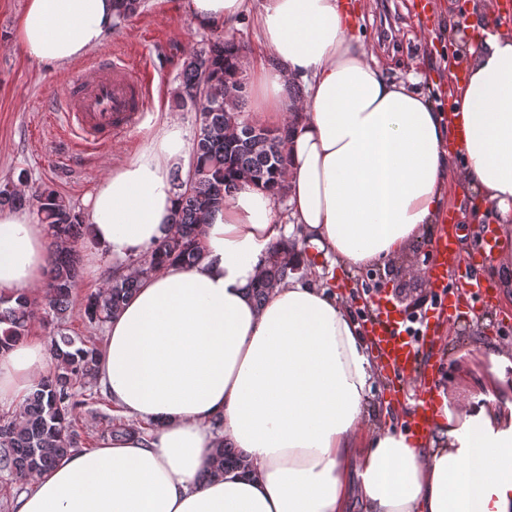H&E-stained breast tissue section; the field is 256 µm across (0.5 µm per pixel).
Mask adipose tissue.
Returning a JSON list of instances; mask_svg holds the SVG:
<instances>
[{"mask_svg":"<svg viewBox=\"0 0 512 512\" xmlns=\"http://www.w3.org/2000/svg\"><path fill=\"white\" fill-rule=\"evenodd\" d=\"M206 26L249 16L260 54L249 78L253 122L288 127L291 221L267 190L226 193L205 225L202 259L142 277L109 319L99 382L135 430L71 453L21 493L14 512H512V353L489 344L456 367L466 399L436 392L425 436L369 423L378 366L335 292L290 278L262 303L249 289L273 247L318 272L315 257L356 270L394 258L437 223L464 184L475 223L512 225V31L475 9L448 112L386 77L355 33L360 0H182ZM116 24L112 0H26L15 32L27 56L63 65ZM303 85L301 97L286 94ZM193 163L181 121L164 115L149 142L89 198L91 261L121 274L170 230L174 168ZM48 228L0 210V293L42 292ZM52 360L32 335L0 352V402L25 400ZM228 443L248 470L210 478Z\"/></svg>","mask_w":512,"mask_h":512,"instance_id":"ef3b65f1","label":"adipose tissue"}]
</instances>
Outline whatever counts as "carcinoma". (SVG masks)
Here are the masks:
<instances>
[{"instance_id": "cac0c4a2", "label": "carcinoma", "mask_w": 512, "mask_h": 512, "mask_svg": "<svg viewBox=\"0 0 512 512\" xmlns=\"http://www.w3.org/2000/svg\"><path fill=\"white\" fill-rule=\"evenodd\" d=\"M142 4L143 0H113L116 19L122 22L138 14ZM241 52L239 44L216 38L192 49L186 58L174 100L183 106L193 96H202L193 165L186 177L174 175L179 199L173 219L175 230L140 257L139 273L143 275L171 263L197 262L207 218L224 205V194L237 186L261 184L275 200L286 194L284 175L288 158L284 145L289 128L270 129L246 121L243 82L237 88L236 101L226 100L227 83L240 77ZM26 181L27 175L22 172L18 184L0 186V207L35 203L40 223L51 229V274L41 306L23 294H0V350L27 335L37 320L62 321L69 316L82 267V255L77 248L83 227L79 215L54 190L40 188L26 195L18 188ZM298 271L288 251L274 249L263 278L251 286L254 300L262 303L270 288L288 282ZM136 283L134 276L112 274L102 289L81 303L82 317L91 324L107 322L119 312ZM50 345L52 372L36 383L20 413L0 416V473H7L9 481L21 485L81 447V408L91 402L108 403L97 388L101 346L91 341L78 343L63 333L51 337ZM229 466L244 468L246 461L222 444L215 449V461L207 477L221 476Z\"/></svg>"}]
</instances>
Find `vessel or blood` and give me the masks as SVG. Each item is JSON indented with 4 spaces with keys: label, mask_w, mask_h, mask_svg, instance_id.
Returning <instances> with one entry per match:
<instances>
[{
    "label": "vessel or blood",
    "mask_w": 512,
    "mask_h": 512,
    "mask_svg": "<svg viewBox=\"0 0 512 512\" xmlns=\"http://www.w3.org/2000/svg\"><path fill=\"white\" fill-rule=\"evenodd\" d=\"M58 107L71 153L81 156L111 145L138 127L147 110L144 81L135 66L121 56L96 58L72 73ZM445 220L448 227L434 237L422 274L434 290L440 316L454 320L461 313L463 297L484 303L489 290L483 281L471 275L475 257L456 250L455 213H448ZM372 324L376 345L396 383L418 373L422 363L416 339L405 331L402 317L379 304L374 309ZM414 401L409 428L423 434L434 420L429 388H421Z\"/></svg>",
    "instance_id": "1"
}]
</instances>
